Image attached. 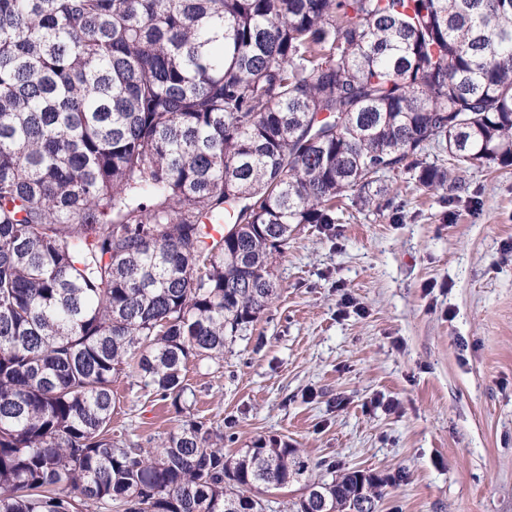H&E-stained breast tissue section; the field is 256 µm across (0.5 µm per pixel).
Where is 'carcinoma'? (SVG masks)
<instances>
[{"instance_id": "cac0c4a2", "label": "carcinoma", "mask_w": 512, "mask_h": 512, "mask_svg": "<svg viewBox=\"0 0 512 512\" xmlns=\"http://www.w3.org/2000/svg\"><path fill=\"white\" fill-rule=\"evenodd\" d=\"M512 165V0H0V512H266L307 478L185 420L112 440V384L181 413L277 296L302 224ZM226 225L210 240L207 223ZM354 470L292 512H374ZM306 484V481L302 480L289 485L287 488L264 493V499L267 500V512H286L288 503L297 501L306 493Z\"/></svg>"}]
</instances>
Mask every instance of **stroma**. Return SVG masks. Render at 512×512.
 <instances>
[{
	"instance_id": "obj_1",
	"label": "stroma",
	"mask_w": 512,
	"mask_h": 512,
	"mask_svg": "<svg viewBox=\"0 0 512 512\" xmlns=\"http://www.w3.org/2000/svg\"><path fill=\"white\" fill-rule=\"evenodd\" d=\"M425 160L444 186L390 173L380 209L301 225L223 367L189 365L185 414L113 383V437L150 449L187 416L229 455L275 439L313 477L374 475L375 512H512V166Z\"/></svg>"
}]
</instances>
